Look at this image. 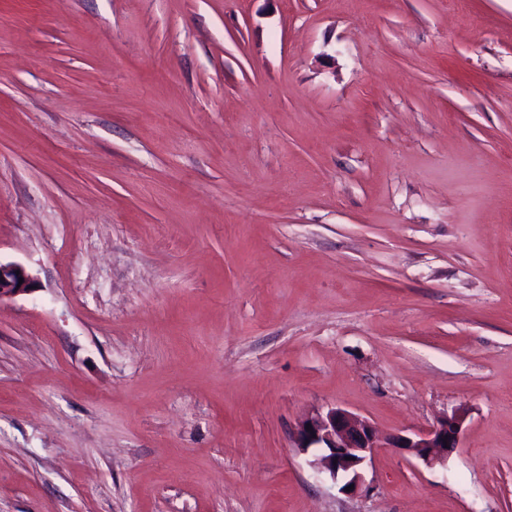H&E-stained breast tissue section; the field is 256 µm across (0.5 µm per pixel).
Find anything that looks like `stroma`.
Instances as JSON below:
<instances>
[{"instance_id":"35a3bbf8","label":"stroma","mask_w":512,"mask_h":512,"mask_svg":"<svg viewBox=\"0 0 512 512\" xmlns=\"http://www.w3.org/2000/svg\"><path fill=\"white\" fill-rule=\"evenodd\" d=\"M0 261V512H512V0H0ZM20 271V274H16ZM23 278L20 287L19 279ZM35 287V279L27 269L18 263H2L0 261V300L4 297H15L32 291ZM465 420L464 412H454L426 432L413 436H393L380 447L372 425L340 408L317 411L302 420L296 431V448L307 452L310 448L323 451L310 465L320 475H328L334 482L341 478L340 487L354 485L350 494L358 491L363 480L364 465L371 459L376 448H395L400 453L421 461L427 467L445 465L448 453L458 448L460 433ZM307 424L311 430H306ZM447 439V443H444ZM350 457V460H346ZM337 460V463H334Z\"/></svg>"}]
</instances>
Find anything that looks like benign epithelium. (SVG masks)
Returning a JSON list of instances; mask_svg holds the SVG:
<instances>
[{
  "mask_svg": "<svg viewBox=\"0 0 512 512\" xmlns=\"http://www.w3.org/2000/svg\"><path fill=\"white\" fill-rule=\"evenodd\" d=\"M35 279L18 263L0 262V299L32 291ZM465 413L455 412L426 432L412 436H393L386 447L411 456L428 467L445 465L448 453L458 447ZM311 429H306V426ZM301 451L318 448L322 453L310 465L317 474L343 480L340 490L358 491L362 469L378 448L376 433L365 419L340 408L318 411L302 420L296 431Z\"/></svg>",
  "mask_w": 512,
  "mask_h": 512,
  "instance_id": "7a95c632",
  "label": "benign epithelium"
}]
</instances>
